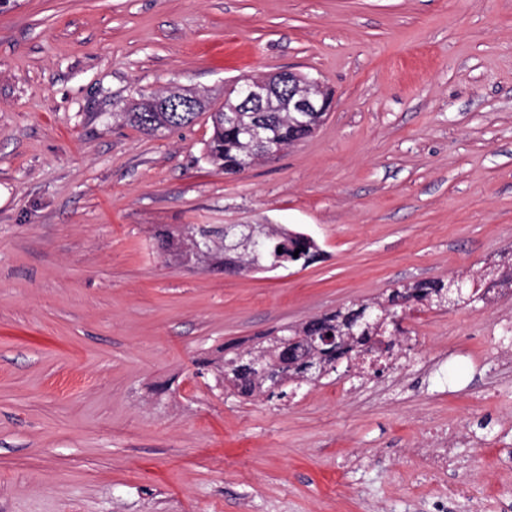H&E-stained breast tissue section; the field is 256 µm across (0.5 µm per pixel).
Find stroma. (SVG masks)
<instances>
[{
  "mask_svg": "<svg viewBox=\"0 0 512 512\" xmlns=\"http://www.w3.org/2000/svg\"><path fill=\"white\" fill-rule=\"evenodd\" d=\"M288 70L333 109L238 176L206 118L122 117ZM227 224L322 256L234 276L157 236ZM510 250L512 0H0V512H512L511 290L408 312L377 375L219 374L225 342Z\"/></svg>",
  "mask_w": 512,
  "mask_h": 512,
  "instance_id": "stroma-1",
  "label": "stroma"
}]
</instances>
